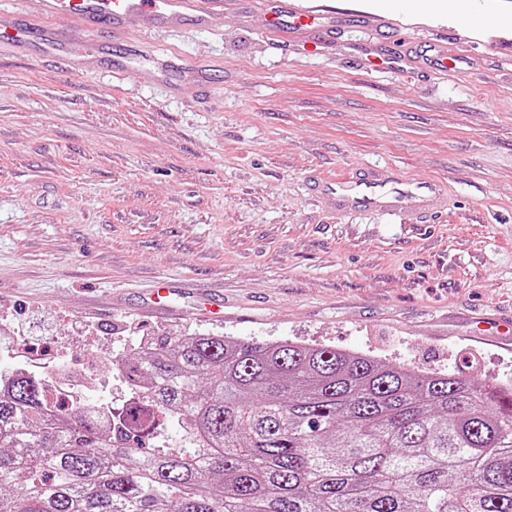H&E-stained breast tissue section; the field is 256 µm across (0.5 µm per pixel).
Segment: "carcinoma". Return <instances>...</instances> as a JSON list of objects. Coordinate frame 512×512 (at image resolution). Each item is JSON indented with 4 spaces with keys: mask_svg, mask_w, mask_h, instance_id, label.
Masks as SVG:
<instances>
[{
    "mask_svg": "<svg viewBox=\"0 0 512 512\" xmlns=\"http://www.w3.org/2000/svg\"><path fill=\"white\" fill-rule=\"evenodd\" d=\"M112 366L118 408L0 369V512H512V387L471 372L210 333Z\"/></svg>",
    "mask_w": 512,
    "mask_h": 512,
    "instance_id": "1",
    "label": "carcinoma"
}]
</instances>
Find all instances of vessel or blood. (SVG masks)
Returning a JSON list of instances; mask_svg holds the SVG:
<instances>
[{
  "label": "vessel or blood",
  "mask_w": 512,
  "mask_h": 512,
  "mask_svg": "<svg viewBox=\"0 0 512 512\" xmlns=\"http://www.w3.org/2000/svg\"><path fill=\"white\" fill-rule=\"evenodd\" d=\"M272 24L295 26L321 19V12L301 0H272ZM45 15L68 21L65 29H41L13 10L0 8V44L16 48L37 44L49 58L91 66L100 51L94 43L102 27L124 28L137 18L144 29L173 27L183 21L210 28L224 18V0H43ZM309 190L324 206L341 212L402 215L409 200L422 211L439 208L447 197L446 185L435 179H411L392 170L362 169L334 181L314 179Z\"/></svg>",
  "instance_id": "b4317fda"
}]
</instances>
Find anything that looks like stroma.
<instances>
[{"instance_id":"stroma-1","label":"stroma","mask_w":512,"mask_h":512,"mask_svg":"<svg viewBox=\"0 0 512 512\" xmlns=\"http://www.w3.org/2000/svg\"><path fill=\"white\" fill-rule=\"evenodd\" d=\"M323 2L315 53L261 0H226L212 30H102L95 69L0 46L1 367L78 365L119 407L113 357L210 332L512 385V7L472 0L464 27L453 0ZM401 28L411 72L358 62ZM144 44L181 71L155 77ZM202 64L205 90L183 75ZM364 167L440 179L448 204L340 213L307 189ZM215 296L223 317H201Z\"/></svg>"}]
</instances>
